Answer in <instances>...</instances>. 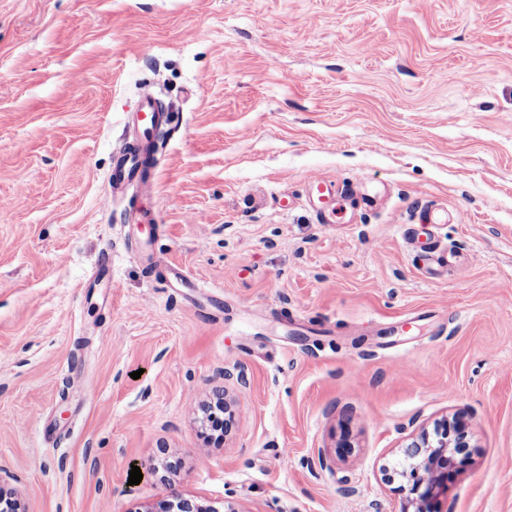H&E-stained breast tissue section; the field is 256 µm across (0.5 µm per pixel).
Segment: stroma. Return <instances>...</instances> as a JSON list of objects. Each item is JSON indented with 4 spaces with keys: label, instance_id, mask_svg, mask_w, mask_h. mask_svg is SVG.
Instances as JSON below:
<instances>
[{
    "label": "stroma",
    "instance_id": "stroma-1",
    "mask_svg": "<svg viewBox=\"0 0 512 512\" xmlns=\"http://www.w3.org/2000/svg\"><path fill=\"white\" fill-rule=\"evenodd\" d=\"M146 91L169 143L114 196ZM317 179L353 222L320 223ZM425 233L455 255L432 276ZM457 414L437 512H512V0H0V487L24 512H402L407 446Z\"/></svg>",
    "mask_w": 512,
    "mask_h": 512
}]
</instances>
